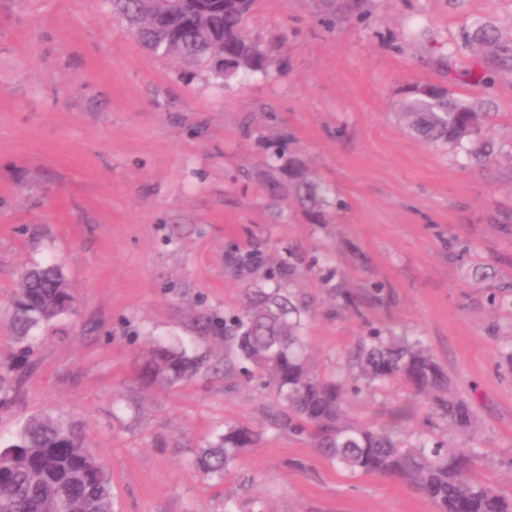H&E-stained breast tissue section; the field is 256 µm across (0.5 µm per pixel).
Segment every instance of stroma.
<instances>
[{"instance_id":"35a3bbf8","label":"stroma","mask_w":512,"mask_h":512,"mask_svg":"<svg viewBox=\"0 0 512 512\" xmlns=\"http://www.w3.org/2000/svg\"><path fill=\"white\" fill-rule=\"evenodd\" d=\"M479 23L498 51L475 42ZM252 27L282 78L221 88L146 52L106 0H0V353L25 267L60 264L75 298L37 329L24 395L0 409V446L37 413L77 424L115 512H435L282 427L260 376L137 380L152 343L196 346L190 313L229 318L249 293L279 287L306 304L316 368L343 378L362 422L382 423L409 391L358 388L347 357L359 338H421L475 424L458 433L421 403L409 439L468 443L478 475L512 497V369L500 356L512 312L491 307L473 276L488 264L512 279V73L501 61L512 0H259ZM414 81L480 105L494 159L415 137L397 107ZM283 132L331 189L323 223L262 190ZM227 424L257 441L219 482L190 461Z\"/></svg>"}]
</instances>
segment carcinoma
I'll return each instance as SVG.
<instances>
[{
  "label": "carcinoma",
  "instance_id": "carcinoma-1",
  "mask_svg": "<svg viewBox=\"0 0 512 512\" xmlns=\"http://www.w3.org/2000/svg\"><path fill=\"white\" fill-rule=\"evenodd\" d=\"M112 13L149 53L175 56L228 86L241 75L267 76L276 62L251 35L256 0H168L165 16L148 21V0H109ZM224 38V67H213L217 37ZM409 128L432 145H475L471 155L485 162L494 145L481 126L479 106L454 98L442 86L414 82L400 104ZM276 174L267 193L281 192L304 209L325 216L329 188L299 158L274 153ZM74 296L56 266L24 269L16 284L10 326L15 349L0 360V401L20 388L34 353L35 330L72 310ZM303 308L280 290H258L247 310L224 325V345L232 349L225 366L266 377L286 409V424L308 431L316 447L352 473L402 482L431 500L437 512H512L508 500L472 471L471 452L431 438H403L410 407L395 408L389 419L371 426L347 414L348 391L339 378L314 369L307 352ZM211 353L190 354L177 347L156 348L142 361L138 378L164 385L187 380L210 364ZM357 379L366 386L399 381L411 398L425 403L448 427L464 432L473 425L468 402L452 388L441 363L418 338L375 332L360 338L352 358ZM256 441V433L228 426L201 448L194 464L219 481ZM0 512H114L110 479L81 430L49 414L20 426L16 441L0 448Z\"/></svg>",
  "mask_w": 512,
  "mask_h": 512
}]
</instances>
